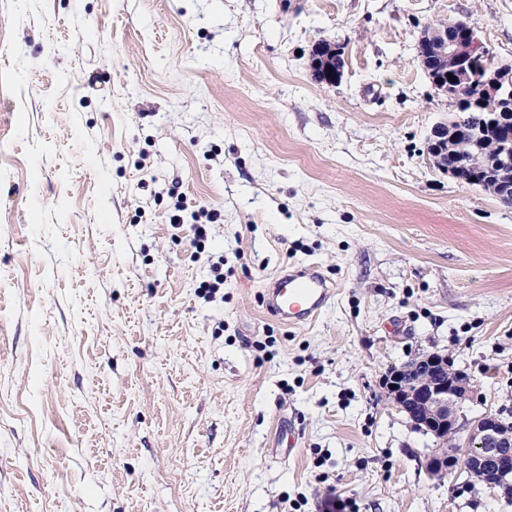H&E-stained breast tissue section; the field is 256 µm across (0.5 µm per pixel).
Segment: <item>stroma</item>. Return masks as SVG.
Wrapping results in <instances>:
<instances>
[{"instance_id":"stroma-1","label":"stroma","mask_w":512,"mask_h":512,"mask_svg":"<svg viewBox=\"0 0 512 512\" xmlns=\"http://www.w3.org/2000/svg\"><path fill=\"white\" fill-rule=\"evenodd\" d=\"M457 21L512 62V0H0V512H512L385 385L441 351L512 420V207L426 153ZM459 23H439L427 26L418 41V57L434 86L448 95V60L456 64L458 81L469 82L470 70L477 61L486 56V49L480 44L474 32H468L465 39L455 37L454 30ZM336 52H338V50L328 42L318 43L313 52V56L315 58H320L322 57L320 56L321 54L326 53V55L322 57V60L324 61V66L322 67V70L320 72L321 77L326 82L332 81L334 83L336 81V68L341 70V68L343 67L342 60H336V67H334L330 61H328V58L330 56H336ZM328 68H331V71H328ZM335 295L333 281L319 265L307 264L274 278L265 289L268 312L289 325L313 322Z\"/></svg>"}]
</instances>
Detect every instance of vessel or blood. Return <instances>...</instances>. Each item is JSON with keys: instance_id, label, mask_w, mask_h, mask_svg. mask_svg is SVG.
Masks as SVG:
<instances>
[{"instance_id": "1", "label": "vessel or blood", "mask_w": 512, "mask_h": 512, "mask_svg": "<svg viewBox=\"0 0 512 512\" xmlns=\"http://www.w3.org/2000/svg\"><path fill=\"white\" fill-rule=\"evenodd\" d=\"M335 294L333 281L319 265L307 264L274 278L265 289V306L273 316L290 325L313 322Z\"/></svg>"}]
</instances>
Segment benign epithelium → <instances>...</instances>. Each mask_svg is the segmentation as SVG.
<instances>
[{
  "instance_id": "obj_1",
  "label": "benign epithelium",
  "mask_w": 512,
  "mask_h": 512,
  "mask_svg": "<svg viewBox=\"0 0 512 512\" xmlns=\"http://www.w3.org/2000/svg\"><path fill=\"white\" fill-rule=\"evenodd\" d=\"M457 23H439L426 27L418 41V57L434 86L451 94L448 86V61L456 64V78L467 82L473 64L483 60L486 49L474 33L461 39L454 34ZM337 49L328 42L317 44L313 56L322 58L320 72L324 81H336V67L328 58ZM489 96L499 115L512 113V71L492 70ZM457 135L453 123L434 126L427 139V155L433 165L459 179L464 171L487 166L494 171V183L488 187L478 180L468 183L489 190L507 206L512 205V148L489 143L486 135L472 139L475 151L466 157L456 152L452 142ZM494 151L489 157L486 150ZM388 389L392 405L408 416L416 427L435 439V448L425 460L431 477H441L457 467L488 489L505 491L512 487V425L500 414L487 411L472 418L463 413L464 405L478 397L472 378L453 368L448 355L440 352L417 354L394 368Z\"/></svg>"
}]
</instances>
